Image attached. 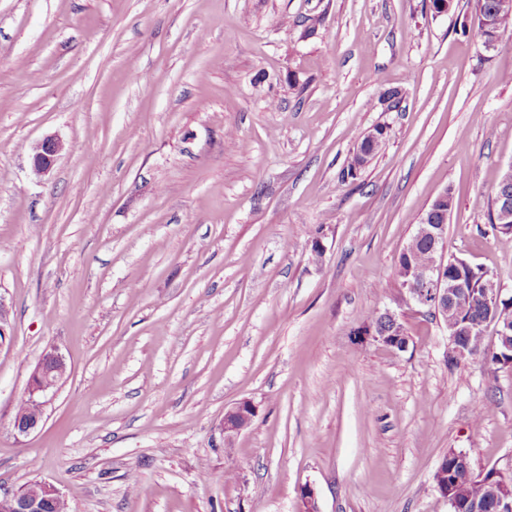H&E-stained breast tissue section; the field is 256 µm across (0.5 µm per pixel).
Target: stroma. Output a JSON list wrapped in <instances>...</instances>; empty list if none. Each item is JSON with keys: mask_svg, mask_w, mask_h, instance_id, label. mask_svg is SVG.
I'll return each mask as SVG.
<instances>
[{"mask_svg": "<svg viewBox=\"0 0 512 512\" xmlns=\"http://www.w3.org/2000/svg\"><path fill=\"white\" fill-rule=\"evenodd\" d=\"M471 0H0V491L71 512H448V449L512 478V367L448 363L397 260L452 188L446 254L512 295L489 223L512 38ZM403 95L388 109L387 90ZM385 130L355 181L362 139ZM64 150L32 174L46 136ZM320 252H313V245ZM397 310L406 351L357 337ZM39 428L15 406L45 352ZM251 400L250 426L224 415ZM68 371L69 366L65 358L55 351L46 353L35 366L29 377L27 393L32 400L41 404L35 414L15 412L13 427L19 435H28L40 425L44 405L41 399L47 397L59 385ZM255 409L251 402L242 401L227 411L224 416V439L231 440L252 422ZM39 482L30 484L37 487ZM39 490H29L21 486L15 490H8L0 493L1 512H45L44 503L46 500L63 497L60 491L52 484L40 482Z\"/></svg>", "mask_w": 512, "mask_h": 512, "instance_id": "stroma-1", "label": "stroma"}]
</instances>
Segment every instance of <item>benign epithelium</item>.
<instances>
[{
  "label": "benign epithelium",
  "instance_id": "1",
  "mask_svg": "<svg viewBox=\"0 0 512 512\" xmlns=\"http://www.w3.org/2000/svg\"><path fill=\"white\" fill-rule=\"evenodd\" d=\"M64 145L54 136H47L33 149L32 172L41 178L47 175L56 163ZM447 225L423 224L419 236H426L432 244L435 254L433 263L426 267L409 269V282L413 286L414 302L417 307L425 308L438 316L448 318L456 306L458 296L466 292L467 284L464 277L454 281L448 279V261L445 259V242ZM486 285L485 300L489 307H495L504 299L503 288L496 277L490 273L484 275ZM387 327H372L366 339L379 343L388 348L404 350L403 332L398 330L401 317L398 312L386 308L382 312ZM69 366L65 358L57 352L45 354L35 366L28 381V396L35 400L47 397L68 374ZM255 409L251 402L242 401L227 411L224 416V439L230 440L246 429L252 422ZM43 411L31 413H16L13 417L14 430L20 435L34 431L41 423ZM41 490H29L21 486L15 490L0 493V512H44L47 500L62 497L60 491L47 482L40 483ZM497 512H512V486L503 483L493 487Z\"/></svg>",
  "mask_w": 512,
  "mask_h": 512
}]
</instances>
